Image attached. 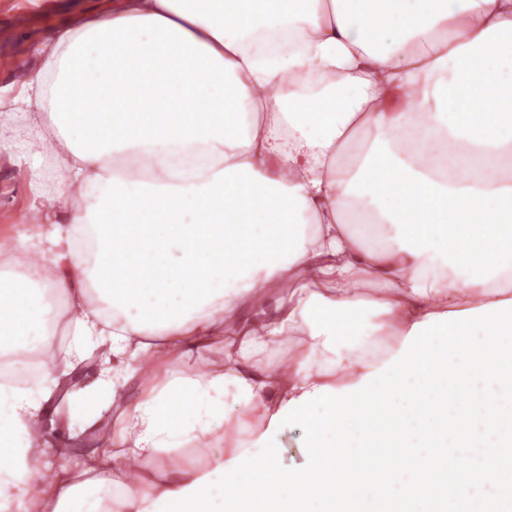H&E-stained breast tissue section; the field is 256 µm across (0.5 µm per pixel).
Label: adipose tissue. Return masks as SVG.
Here are the masks:
<instances>
[{"instance_id": "adipose-tissue-1", "label": "adipose tissue", "mask_w": 512, "mask_h": 512, "mask_svg": "<svg viewBox=\"0 0 512 512\" xmlns=\"http://www.w3.org/2000/svg\"><path fill=\"white\" fill-rule=\"evenodd\" d=\"M36 51L0 95L55 139L22 170L37 221L0 236V489L17 512L348 503L369 492L348 450L373 438L376 395L405 397L447 345L464 385L512 365V0H110ZM50 311L74 353L92 337L112 353L87 496L66 449L44 453L55 366L17 356ZM285 341L287 366L255 363ZM215 343L222 366L180 370ZM216 442L204 465L169 461Z\"/></svg>"}]
</instances>
